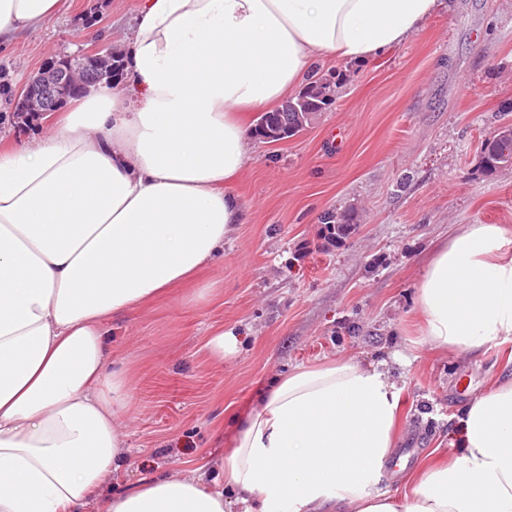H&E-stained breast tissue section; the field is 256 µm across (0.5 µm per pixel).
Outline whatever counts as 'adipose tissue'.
<instances>
[{"label": "adipose tissue", "instance_id": "adipose-tissue-1", "mask_svg": "<svg viewBox=\"0 0 512 512\" xmlns=\"http://www.w3.org/2000/svg\"><path fill=\"white\" fill-rule=\"evenodd\" d=\"M61 0H0V45ZM445 0H142L124 88L95 90L43 135L0 148V512H76L128 454L126 380L105 321L192 278L246 219L243 112L321 61L404 43ZM429 344L512 340V229L466 224L416 292ZM401 389L385 365L299 367L238 416L212 479L166 473L105 512H512V379L452 422L456 454L411 497L378 487Z\"/></svg>", "mask_w": 512, "mask_h": 512}]
</instances>
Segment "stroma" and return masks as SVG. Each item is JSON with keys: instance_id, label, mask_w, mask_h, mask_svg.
Masks as SVG:
<instances>
[{"instance_id": "1", "label": "stroma", "mask_w": 512, "mask_h": 512, "mask_svg": "<svg viewBox=\"0 0 512 512\" xmlns=\"http://www.w3.org/2000/svg\"><path fill=\"white\" fill-rule=\"evenodd\" d=\"M407 42L360 64L324 62L335 101L298 135L249 138L234 188L247 210L222 260L106 327L128 387L130 454L84 512L146 477L187 472L223 455L232 415L299 366L355 359L390 367L402 385L398 447L406 467L380 486L410 494L413 475L447 459L450 418L492 381L512 376V342L475 356L430 346L415 307L420 276L463 224L512 227V167L484 173L481 145L512 124V0H447ZM139 0H64L38 31L0 48V143L35 136L14 100L41 64L94 44L126 51ZM358 227L329 241L323 212ZM219 291L193 301L208 284ZM236 337L217 355L218 329Z\"/></svg>"}]
</instances>
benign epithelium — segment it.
<instances>
[{"label":"benign epithelium","instance_id":"obj_1","mask_svg":"<svg viewBox=\"0 0 512 512\" xmlns=\"http://www.w3.org/2000/svg\"><path fill=\"white\" fill-rule=\"evenodd\" d=\"M113 54L111 47L97 44L48 59L20 91L17 111L45 115L71 96L81 98L92 88L114 84Z\"/></svg>","mask_w":512,"mask_h":512}]
</instances>
